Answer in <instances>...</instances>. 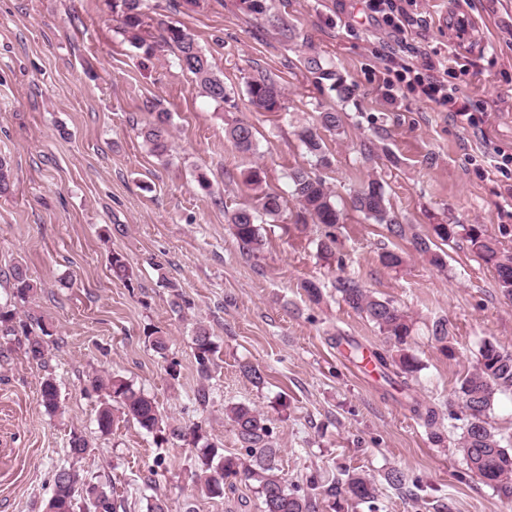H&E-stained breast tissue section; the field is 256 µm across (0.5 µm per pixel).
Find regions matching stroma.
Listing matches in <instances>:
<instances>
[{
  "instance_id": "35a3bbf8",
  "label": "stroma",
  "mask_w": 512,
  "mask_h": 512,
  "mask_svg": "<svg viewBox=\"0 0 512 512\" xmlns=\"http://www.w3.org/2000/svg\"><path fill=\"white\" fill-rule=\"evenodd\" d=\"M267 4L287 17L293 40L242 0H143L148 24L180 26L209 56L231 96L220 105L198 91L174 49L149 56L125 41L112 0H0V157L13 172L11 191L0 196V303L10 300L6 273L23 264L38 286L29 307L53 326L43 365L16 337L0 336V512H43L56 470L75 465L113 487L126 512H146L156 495L168 512H260L258 494L240 479L226 483L223 496L192 495L200 450L191 441L160 445L122 418L101 433L98 399L85 388L102 371L152 397L169 423L201 425L228 455L242 449L225 407L256 408L297 490L309 476L342 469L375 476V510L340 499L319 512H512L496 489L468 475L450 419L483 342L512 352V300L464 240L445 244L440 270L411 239L393 238L350 206L351 192L372 175L416 234L481 224L512 253V162L492 160L497 150L512 159V0H416L410 42L418 54L452 50L466 64L448 79L482 114L478 131L406 87L397 103L385 101L378 76L391 38L366 21L362 0ZM310 54L352 86L348 99L315 82L302 63ZM261 71L282 88L279 111L249 102L247 83ZM146 100L171 115L167 156L150 153L140 135L153 119ZM324 110L339 112L342 126L322 132L331 164L318 169L295 132ZM237 119L253 126L254 153L225 139ZM252 167L286 198L279 218L260 225L266 249L257 259L242 256L224 217L225 208L250 202L241 174ZM299 168L323 179L344 212L331 230L335 260L318 253L329 230L297 222L287 175ZM201 174L209 190L199 187ZM386 249L402 252L404 265L385 267ZM114 252L130 263L132 287L113 280ZM341 273L412 315L409 347L422 365L413 378L366 370L349 357L348 344L367 354L388 344L341 300ZM167 278L189 308L173 312ZM305 280L320 287L319 303L308 300ZM441 319L451 358L433 336ZM200 323L218 348L206 383L192 344ZM154 331L168 336L166 354L154 350ZM245 363L262 370L263 384L242 376ZM48 372L59 385L60 416L39 401ZM202 387L209 399L198 404ZM416 402L436 410L435 424L415 416ZM76 433L93 449L79 462L69 454ZM393 469L408 476L403 489L385 482Z\"/></svg>"
}]
</instances>
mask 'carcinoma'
Wrapping results in <instances>:
<instances>
[{"label": "carcinoma", "mask_w": 512, "mask_h": 512, "mask_svg": "<svg viewBox=\"0 0 512 512\" xmlns=\"http://www.w3.org/2000/svg\"><path fill=\"white\" fill-rule=\"evenodd\" d=\"M143 0H112V12L117 22V32L132 46L153 54L155 45L147 42L144 30ZM160 26V44L177 51L180 68L194 75L197 88L216 103L229 99L224 79L214 72L208 56L202 52L195 40L183 28L164 20ZM309 74L318 80L330 82V88L345 99L352 89L336 75V71L316 55L303 60ZM251 104L259 111L270 110V105L282 99L278 81L268 74L260 73L248 84ZM145 111L155 113L154 120L141 131L149 150L158 157L167 155L170 139V113L156 111V104H148ZM341 125L339 113H319L318 125L303 126L297 138L307 154L320 166L330 165L323 148L319 129L337 131ZM225 137L243 154L256 150L253 127L244 121H235L225 128ZM243 182L253 192L252 202L225 212L227 223L232 225L240 251L247 257H256L264 248L263 238L257 227L259 219L275 218L283 209V197L264 186V178L258 168L242 174ZM291 195L300 207L302 222L312 221L334 227L341 223L343 212L336 201V194L325 183L309 172L296 169L288 173ZM352 208L376 224L386 226L395 238H405L412 225L403 224L392 211L386 199L383 185L370 179L360 185L351 195ZM435 237L443 242L457 237L469 243V247L485 264L493 267L497 284L503 296L512 298V254L502 250L478 224H434ZM416 251L436 268L446 265L445 252L432 248L429 238L413 235ZM112 277L132 287L133 271L126 257L113 253L109 259ZM13 297L27 301L37 291V285L18 264L8 273ZM336 292L351 309L364 316L378 327L380 333L391 342L392 354H374L377 364L383 369H395V374L412 377L421 370L415 356L406 349L411 336L413 322L407 311L390 300L381 299L361 287L350 276L336 278ZM0 335L24 337L25 353L33 360H45L44 337L52 335L51 325L44 316L33 310L19 316L16 308L0 305ZM197 372L201 379L211 376L217 347L209 329L200 325L192 338ZM91 390L102 396L97 413V426L109 432L115 421V409L148 434L167 440L185 436L183 428L165 422L155 401L133 387L125 379L103 372L89 380ZM512 390V352H508L491 341L479 349L478 366L466 374L460 383L457 398L462 405L463 424L458 439V448L465 460L468 472L487 484L500 489L512 499V451L501 445V439L489 422L495 395ZM40 402L50 414L61 412L60 393L53 376L43 378L40 385ZM231 421L235 435L246 451V457L224 454V448L207 442L201 453V473L193 479L197 494L207 497L224 495V483L238 477L254 485L261 499V512H318L323 500L345 498L356 505L373 507L378 488L373 478L363 473L346 474V478L326 481L317 476L307 480L309 491L299 493L282 473L278 464L279 449L272 444L270 429L264 416L255 408L237 403L224 409ZM124 501L115 497L112 490L88 480L73 468L61 467L53 477L52 494L46 504V512H121Z\"/></svg>", "instance_id": "cac0c4a2"}]
</instances>
